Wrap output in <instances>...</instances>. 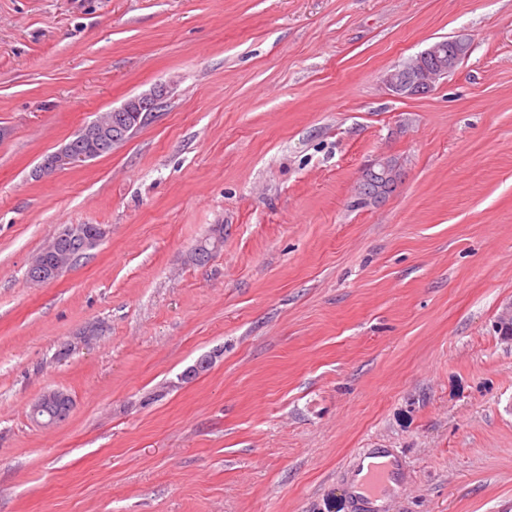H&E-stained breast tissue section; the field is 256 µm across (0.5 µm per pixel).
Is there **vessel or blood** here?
<instances>
[{
    "label": "vessel or blood",
    "mask_w": 512,
    "mask_h": 512,
    "mask_svg": "<svg viewBox=\"0 0 512 512\" xmlns=\"http://www.w3.org/2000/svg\"><path fill=\"white\" fill-rule=\"evenodd\" d=\"M357 458L347 475L351 507L353 512H378L376 500L391 498L393 485L403 482L399 461L387 448H362Z\"/></svg>",
    "instance_id": "obj_1"
}]
</instances>
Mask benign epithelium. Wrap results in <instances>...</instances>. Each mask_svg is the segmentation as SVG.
Here are the masks:
<instances>
[{
  "label": "benign epithelium",
  "instance_id": "1",
  "mask_svg": "<svg viewBox=\"0 0 512 512\" xmlns=\"http://www.w3.org/2000/svg\"><path fill=\"white\" fill-rule=\"evenodd\" d=\"M468 44L461 39H450L448 43L433 42L403 67L391 69L381 76L383 84L397 97H412L424 87L432 89L445 73L451 71L464 55L468 54ZM164 89L158 88L149 94H142L127 99L121 107L115 109L120 118L131 127L140 126L163 98ZM88 155L78 153L70 145H63L50 154L42 163L43 168H66L85 162ZM382 167L386 179L394 184L398 180L399 167L391 158L373 160L365 171L372 172ZM496 329L507 340L512 339V302L506 305L498 316ZM69 401L66 392L59 389L44 391L35 399L30 408L40 412L51 405H62Z\"/></svg>",
  "mask_w": 512,
  "mask_h": 512
}]
</instances>
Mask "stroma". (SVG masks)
<instances>
[{"instance_id":"1","label":"stroma","mask_w":512,"mask_h":512,"mask_svg":"<svg viewBox=\"0 0 512 512\" xmlns=\"http://www.w3.org/2000/svg\"><path fill=\"white\" fill-rule=\"evenodd\" d=\"M456 36L428 94L382 83ZM71 224L106 237L31 284ZM510 302L512 0H0V512H350L361 448L403 464L392 512H512ZM164 88H157L153 90V92L149 94H142L138 96L131 97L127 99L121 107L117 109H112L111 113V121H110V130L108 131V135L104 142H106V146L101 152L92 156L88 159L87 154H82L75 152L72 146L80 151H92L93 147L88 146L87 143L82 142L78 135L76 134L71 141L72 146L63 145L57 151L50 154L42 163L43 168H66L78 165L80 163L85 162L87 159L92 160L98 157H101L106 154H110L112 152V148L125 140H127L130 135L137 129H139L141 124L146 120L149 112H152L153 109L158 105V102L163 98ZM115 113H119L121 119H124L131 128L138 127L136 129H131L129 131H124L122 128L117 131L113 129L112 131V116ZM112 132L118 135V140L112 143Z\"/></svg>"}]
</instances>
